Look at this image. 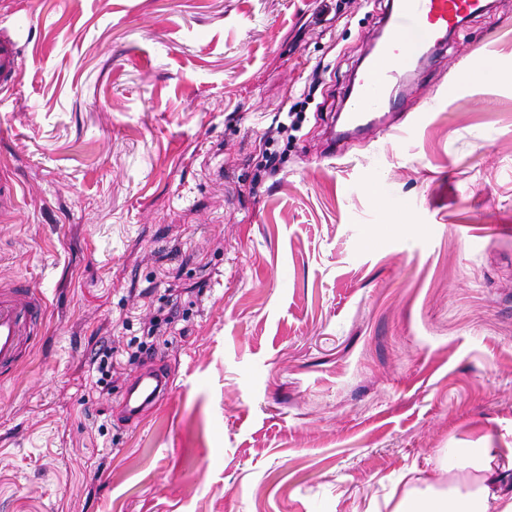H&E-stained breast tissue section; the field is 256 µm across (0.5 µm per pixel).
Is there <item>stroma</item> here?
<instances>
[{
  "mask_svg": "<svg viewBox=\"0 0 512 512\" xmlns=\"http://www.w3.org/2000/svg\"><path fill=\"white\" fill-rule=\"evenodd\" d=\"M490 3L396 133L335 147L387 0H0V281L46 296L0 378V512H391L449 449L512 443V0ZM172 293L96 392L95 349ZM154 358L170 391L127 422ZM21 76L18 35L14 29L0 27V96L10 92ZM164 310L163 309H158L157 311V314L155 316L152 317L151 319V327L148 328L147 332H146V335L147 336H142V338L144 337L146 340H141V337H137V336H134L130 342H129V348L130 349H134L136 348V351H132L131 353L128 351L126 352L129 356V359H132L133 357H136L139 350L143 349L145 345H147V339H151L157 329H159V327L161 326V323L162 321L164 322V324L166 326L174 323V316L173 314L172 315H167L165 317H161L162 314H163Z\"/></svg>",
  "mask_w": 512,
  "mask_h": 512,
  "instance_id": "1",
  "label": "stroma"
}]
</instances>
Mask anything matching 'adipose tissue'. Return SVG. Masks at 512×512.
Segmentation results:
<instances>
[{"label": "adipose tissue", "instance_id": "adipose-tissue-1", "mask_svg": "<svg viewBox=\"0 0 512 512\" xmlns=\"http://www.w3.org/2000/svg\"><path fill=\"white\" fill-rule=\"evenodd\" d=\"M392 512H512V447L457 449L447 489L420 499L407 488Z\"/></svg>", "mask_w": 512, "mask_h": 512}]
</instances>
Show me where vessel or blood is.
Masks as SVG:
<instances>
[{
	"label": "vessel or blood",
	"instance_id": "vessel-or-blood-1",
	"mask_svg": "<svg viewBox=\"0 0 512 512\" xmlns=\"http://www.w3.org/2000/svg\"><path fill=\"white\" fill-rule=\"evenodd\" d=\"M482 0H391L385 31L366 60L358 81L343 104L344 121L336 139L391 131L386 117L401 104L398 89L442 47L469 15L482 10ZM21 76L19 41L14 29L0 27V94L11 91ZM44 296L22 283H0V375L11 374L20 360L25 338L34 334ZM163 363L145 367L127 388L122 406L138 420L170 389Z\"/></svg>",
	"mask_w": 512,
	"mask_h": 512
}]
</instances>
